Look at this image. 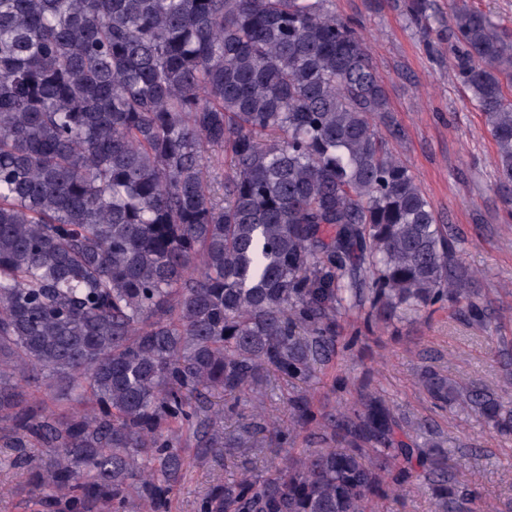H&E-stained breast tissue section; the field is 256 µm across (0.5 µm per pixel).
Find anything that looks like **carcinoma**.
<instances>
[{"mask_svg": "<svg viewBox=\"0 0 512 512\" xmlns=\"http://www.w3.org/2000/svg\"><path fill=\"white\" fill-rule=\"evenodd\" d=\"M404 7L425 18L431 0ZM448 10L512 213V31ZM389 112L333 0H0V442L41 444L44 508L159 512L177 431L236 454L317 419L323 447L224 483L203 512H374L414 477L434 512H471L445 439L414 440L376 389L317 413L306 388L286 430L254 403L226 433L197 401L271 373L310 385L353 314L372 330L451 302L484 322L455 234L381 134ZM419 384L512 436L498 392L428 367Z\"/></svg>", "mask_w": 512, "mask_h": 512, "instance_id": "carcinoma-1", "label": "carcinoma"}]
</instances>
